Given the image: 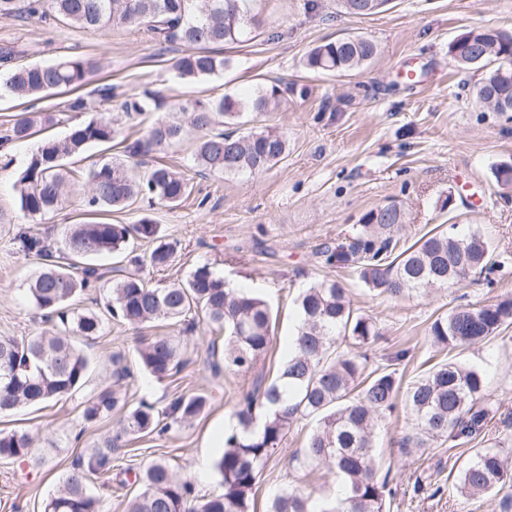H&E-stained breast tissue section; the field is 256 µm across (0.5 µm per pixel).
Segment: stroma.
<instances>
[{
  "instance_id": "stroma-1",
  "label": "stroma",
  "mask_w": 512,
  "mask_h": 512,
  "mask_svg": "<svg viewBox=\"0 0 512 512\" xmlns=\"http://www.w3.org/2000/svg\"><path fill=\"white\" fill-rule=\"evenodd\" d=\"M249 8L243 42L215 49L227 66L200 80L180 79L172 67L187 53L186 45L157 44L143 29L94 33L50 17L0 18V45H26L25 62H46L60 54L94 58L99 69L91 88L112 84L129 93L149 88L163 97L167 113L188 99L247 97L274 83L288 100L273 115L288 137V154L263 174L217 175L195 167L190 137L131 162L141 175L158 164L172 166L193 184L180 205L157 203L148 210L167 241L176 243L177 253L169 268L145 269L146 280H183L197 266L210 264L225 280L263 295L276 324L269 354L248 374L212 373L211 332L200 323L185 336L189 362L180 373L133 382L128 394L134 401L144 397L162 407L177 396L203 393L209 405L191 426L128 442L113 463L105 512H124L135 489L130 470L161 455L180 467L199 494L220 491L214 465L224 450L225 428L236 422L240 394L257 380L275 376L295 331L297 296L330 274L342 283L353 307L373 316L381 329V339L369 352L371 364L403 350L407 356L399 370L407 382L449 357L481 368L488 377L486 402L492 412L476 439H437L406 449L402 410L379 423L376 452L394 476L389 512H502L500 496L461 493L458 476L472 449L512 448V325L489 341L449 353L433 345L429 326L453 307L512 297V185L495 176L496 167L512 163V112L481 111L473 96L481 71H458L448 53L454 39L478 27L512 32V0H390L381 12L361 17L340 12L336 0H250ZM354 35L377 47L367 66L346 74L306 69V56L316 45ZM66 99L63 93L29 103L2 96L0 131L25 113L43 112L54 117L47 134L63 136L76 122L74 113L64 109ZM37 145L33 138L0 153V337L31 336L43 328L27 296L37 265L14 243L17 227L30 226L55 243L63 225L90 221L83 205L87 171L93 163L123 155L121 145H103L69 161L77 176L65 204L35 218L20 211L13 185ZM390 198L404 205L407 240L437 224L456 225L461 234H483L504 263L495 286L469 281L409 297H374L351 270L333 273L324 267L318 256L324 244ZM174 330L167 321L137 331L106 321L102 336L87 349L95 365L94 387L111 385L113 353L135 364L140 339ZM83 400L78 393L63 404L0 417V430L29 432L38 452L49 458L43 466L0 459V512H42L83 446L112 428L110 417L84 424ZM311 428L307 419L293 424L263 473L257 512H266L272 496L288 484L317 496L332 491L334 477L325 467L311 469L295 460Z\"/></svg>"
}]
</instances>
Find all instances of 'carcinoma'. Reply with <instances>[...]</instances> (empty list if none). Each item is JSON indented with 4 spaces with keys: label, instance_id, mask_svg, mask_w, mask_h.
<instances>
[{
    "label": "carcinoma",
    "instance_id": "cac0c4a2",
    "mask_svg": "<svg viewBox=\"0 0 512 512\" xmlns=\"http://www.w3.org/2000/svg\"><path fill=\"white\" fill-rule=\"evenodd\" d=\"M246 0H0V16L52 14L90 32L113 27L144 28L160 45L180 41L195 51L179 57L174 69L182 79H197L224 70L226 60L215 46L233 45L244 34ZM28 49L0 47V63L10 67L0 80V91L19 99L37 100L61 90L86 86L98 71L94 58L60 55L45 63L13 65ZM449 52L463 70L481 69L475 101L489 112H512V70L502 75L495 61L512 55V37L497 28L471 30L453 42ZM375 44L361 36H345L314 47L308 69L343 73L367 64ZM113 87L95 96L68 100V112H96L89 121L62 138L46 137L14 184L20 210L28 216L59 209L70 184L66 162L92 145L117 137L115 121L103 113L112 101ZM283 91L272 84L249 97L223 95L180 105L177 114L161 116L124 146L130 157L160 152L197 135L195 163L216 174H261L288 154V138L273 123L242 132L231 129L246 112L269 115L277 111ZM159 106L154 94H132L122 101L124 115L134 120ZM53 123L52 116L33 113L17 119L0 142H25L37 127ZM85 206L92 212L122 211L138 201L158 200L177 206L191 194L183 171L161 164L141 177L125 162L112 159L88 172ZM406 224L403 205L389 199L368 211L359 223L321 250L326 265L351 268L369 293L408 296L433 288L461 284L473 276L492 287L491 274L499 262L491 259L490 244L479 232L460 235L456 225L439 224L414 243H401ZM14 240L19 250L40 263L28 285L31 305L50 324L34 336L0 338V416L22 407L57 404L84 389L91 381L93 363L77 340L102 335L106 320L116 319L133 329L157 321L204 314L206 325L224 333V347H209L210 368L246 374L268 354L272 342V311L268 302L249 288L232 287L207 264L196 267L183 281L150 286L141 274L148 265L160 270L174 258L161 225L146 213L134 224H68L60 240L68 263L59 261L47 238L21 228ZM153 244L145 255L131 244ZM116 257L120 264L104 268L93 259ZM116 273L104 297L103 310L82 311L77 298L110 272ZM299 325L295 347L276 376L265 385L243 393L237 404L236 424L224 431V452L215 462L222 491L201 496L163 457L135 474L139 493L126 512H255L260 479L293 423L312 418L315 427L301 449L303 464L326 467L338 489L330 499L313 500L294 487L282 488L267 512H387L390 472L380 474L374 430L378 422L403 399L411 420L405 444L424 446L431 439L457 441L479 434L490 408L483 403L484 373L462 363L441 360L408 383L397 365L400 351L374 369H368L364 350L379 337L375 318L356 312L345 288L324 278L307 288L297 301ZM512 323V297L478 307L460 306L437 316L429 335L436 346L467 347L496 336ZM140 371L158 380L186 365L185 344L179 335L142 339L136 347ZM112 389L90 394L83 402L82 419L92 424L119 415L113 430L88 446L66 472L58 488L45 500L43 512H104L102 494L91 479L106 481L123 439L159 436L172 426H190L204 412L208 398L180 395L163 409L145 399L132 403L127 386L134 373L120 353L111 356ZM45 462L35 456L34 440L25 431L0 430V459ZM459 488L471 496L512 489V468L497 448H476L460 468Z\"/></svg>",
    "mask_w": 512,
    "mask_h": 512
}]
</instances>
